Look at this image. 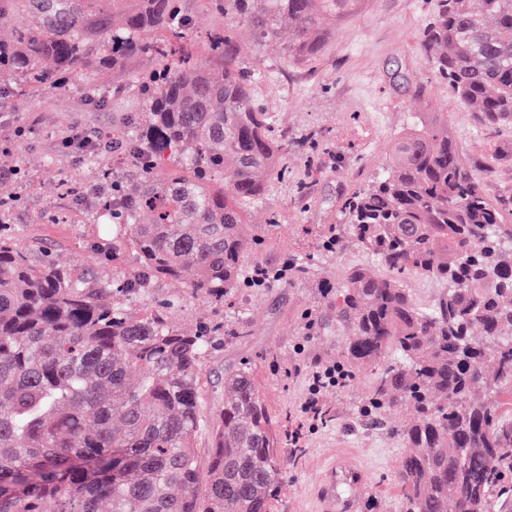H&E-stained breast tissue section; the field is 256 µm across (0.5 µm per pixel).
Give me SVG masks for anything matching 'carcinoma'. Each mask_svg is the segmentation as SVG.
Segmentation results:
<instances>
[{"label":"carcinoma","mask_w":512,"mask_h":512,"mask_svg":"<svg viewBox=\"0 0 512 512\" xmlns=\"http://www.w3.org/2000/svg\"><path fill=\"white\" fill-rule=\"evenodd\" d=\"M211 4L263 45L288 26L284 54L303 60L328 37L322 16L355 0ZM16 12L27 25L0 28V97L77 82L95 94L98 72L129 73L135 109L92 138L100 159L110 142L121 160L101 166V209L130 229L139 270L119 283L75 279L0 224V512H272L288 458L250 368L224 374L206 462L195 448L209 425L201 358L246 322L182 332L162 310L127 307L153 281L222 302L242 285L307 274L247 263L262 234L243 207L279 176L288 138H272L233 29L208 34L209 57L195 62L188 0H0V19ZM420 49L482 127L512 125V0H439ZM136 59L157 65L128 72ZM165 161L181 174L163 176ZM344 217L388 274L353 267L322 283L325 308L307 329L348 328L349 375L377 366L363 408L371 424L411 411L397 429L409 448L395 476L403 512H488L494 498L511 508L512 211L484 192L434 116L397 138ZM411 276L441 285L431 308L405 288Z\"/></svg>","instance_id":"cac0c4a2"}]
</instances>
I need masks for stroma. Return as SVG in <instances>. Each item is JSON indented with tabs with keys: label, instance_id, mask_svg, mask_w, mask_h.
Returning a JSON list of instances; mask_svg holds the SVG:
<instances>
[{
	"label": "stroma",
	"instance_id": "35a3bbf8",
	"mask_svg": "<svg viewBox=\"0 0 512 512\" xmlns=\"http://www.w3.org/2000/svg\"><path fill=\"white\" fill-rule=\"evenodd\" d=\"M437 4L360 0L344 16L325 17V47L301 62L288 60L279 47H256L248 27H236L241 63L257 77L254 93L269 112L273 130L288 134L285 175L246 207L248 221L265 230L264 244L249 262L279 267L299 258L309 263L311 274L283 286L237 289L220 305L184 296L166 314L172 326L183 330L201 323L230 328L246 321V336L202 359V397L206 413L218 412L225 373L250 367L273 421L302 433L300 448L285 449L288 464L273 512H321V488L340 456L367 475L356 512L402 510L393 478L406 449L394 428L408 420L409 412L392 411L388 430L365 426L362 408L372 365L361 366L346 386L325 393L327 418L316 432H305L298 414L309 373L317 363H335L346 335L342 329L309 335L305 315L322 304L317 283L339 282L349 267L375 263L345 236L344 200L387 168L395 139L421 113L444 112L451 137L485 193L512 207V126L494 132L481 127L419 50ZM123 81L120 73L98 74L106 97L102 104L86 100L78 86L35 98L15 91L14 117L0 141V154L18 158L22 168L6 187L14 198L7 212L14 235L23 245L51 248L77 278L91 272L119 278L138 265L127 237L115 235L96 214V165L86 153L61 144L73 131L110 127L113 113L133 107L132 99L111 96ZM418 84L426 90L424 97L413 92ZM332 230L343 242L330 253L323 242Z\"/></svg>",
	"mask_w": 512,
	"mask_h": 512
}]
</instances>
